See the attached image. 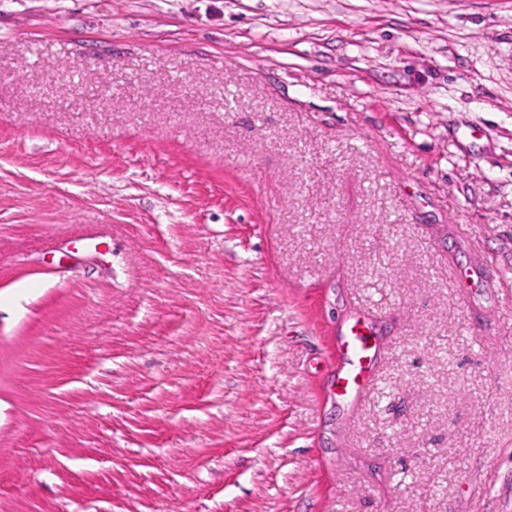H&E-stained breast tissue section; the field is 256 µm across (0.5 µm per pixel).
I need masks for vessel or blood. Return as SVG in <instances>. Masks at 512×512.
I'll return each instance as SVG.
<instances>
[{
	"label": "vessel or blood",
	"mask_w": 512,
	"mask_h": 512,
	"mask_svg": "<svg viewBox=\"0 0 512 512\" xmlns=\"http://www.w3.org/2000/svg\"><path fill=\"white\" fill-rule=\"evenodd\" d=\"M345 365L336 375V395L345 400H356L370 385L374 355L364 332L363 322H355L342 341Z\"/></svg>",
	"instance_id": "obj_1"
}]
</instances>
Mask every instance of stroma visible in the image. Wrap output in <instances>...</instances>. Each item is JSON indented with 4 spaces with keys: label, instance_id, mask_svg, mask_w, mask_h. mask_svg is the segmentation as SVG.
<instances>
[{
    "label": "stroma",
    "instance_id": "stroma-1",
    "mask_svg": "<svg viewBox=\"0 0 512 512\" xmlns=\"http://www.w3.org/2000/svg\"><path fill=\"white\" fill-rule=\"evenodd\" d=\"M0 512H512V0H0ZM364 328L365 324L357 319L341 344L345 366L336 375V397L341 399L356 400L366 393L371 382L374 354Z\"/></svg>",
    "mask_w": 512,
    "mask_h": 512
}]
</instances>
